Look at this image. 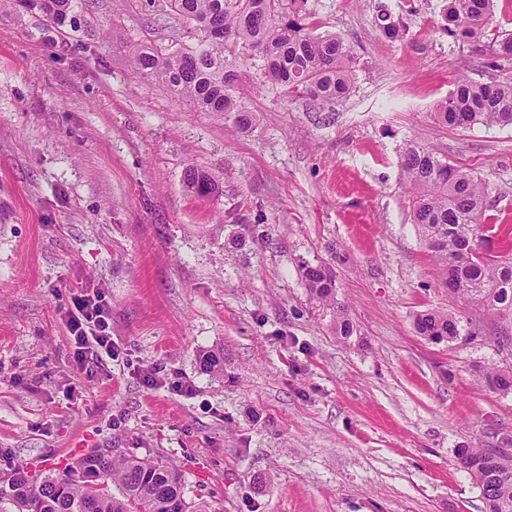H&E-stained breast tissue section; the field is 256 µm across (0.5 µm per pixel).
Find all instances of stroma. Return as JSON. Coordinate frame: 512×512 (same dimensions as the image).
<instances>
[{
	"mask_svg": "<svg viewBox=\"0 0 512 512\" xmlns=\"http://www.w3.org/2000/svg\"><path fill=\"white\" fill-rule=\"evenodd\" d=\"M309 0L357 61L320 108L242 75L251 130L202 112L132 68L140 47L195 45L168 0H77L63 27L0 5V474L59 473L72 448L175 464L189 512H482L460 448H512V393L478 383L500 326L449 297L409 218L399 160L420 143L489 188L512 225V128L433 117L512 34L495 0L479 40L436 31L443 0ZM219 190L192 193L187 166ZM329 267L357 328L350 345L303 278ZM98 291L114 354L77 371L67 311ZM480 322L486 340L434 344L417 313ZM224 372H204V352Z\"/></svg>",
	"mask_w": 512,
	"mask_h": 512,
	"instance_id": "35a3bbf8",
	"label": "stroma"
}]
</instances>
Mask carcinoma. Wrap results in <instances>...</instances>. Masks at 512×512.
Wrapping results in <instances>:
<instances>
[{
  "instance_id": "1",
  "label": "carcinoma",
  "mask_w": 512,
  "mask_h": 512,
  "mask_svg": "<svg viewBox=\"0 0 512 512\" xmlns=\"http://www.w3.org/2000/svg\"><path fill=\"white\" fill-rule=\"evenodd\" d=\"M437 29L455 42L478 38L493 8V0H444ZM26 10H39L56 25L66 22L73 0H13ZM308 0H170L171 7L194 24V47L164 54L150 48L134 54L135 72L152 77L202 112H222L233 127L246 131L254 116L241 105L240 75L226 68V54L239 50L262 61L263 75L286 88L289 95L329 106L350 88L356 60L338 33L317 32L307 11ZM384 34L402 40L407 28L392 20L385 4L378 5ZM437 122L451 129L476 124L512 127V81L477 83L461 78L435 106ZM399 166L409 190V214L420 240L435 261V277L448 295L483 307L512 323V230L486 223L484 201L488 187L480 179L450 164L433 149L410 144ZM186 186L200 195L217 192L205 171L189 166ZM495 239L509 257L472 263L471 256ZM304 277L312 295L336 306L334 329L344 344L356 328L344 306L336 301L332 272L307 267ZM418 334L434 343L469 341L483 335L481 326L446 309H431L415 319ZM212 374L224 371V350L200 358ZM479 380L494 391H512V366L492 364ZM457 459L480 491L483 512H512V461L503 462L485 448H461ZM101 477L98 486L88 475ZM120 489L112 495L111 486ZM182 476L173 465H160L136 455L93 451L63 473L35 480L21 468L0 484V512H187Z\"/></svg>"
}]
</instances>
